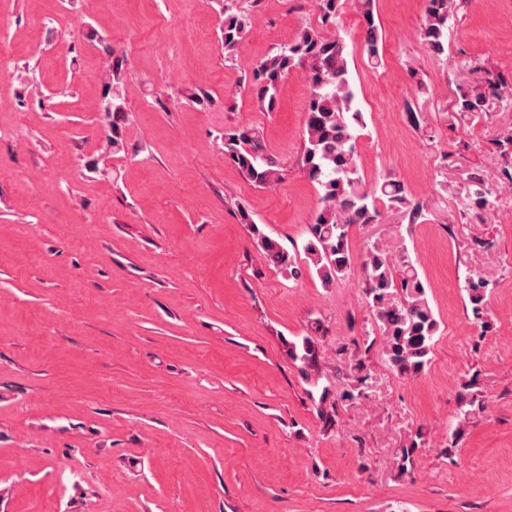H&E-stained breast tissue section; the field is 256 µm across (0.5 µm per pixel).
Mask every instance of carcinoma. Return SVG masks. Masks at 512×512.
Wrapping results in <instances>:
<instances>
[{"mask_svg":"<svg viewBox=\"0 0 512 512\" xmlns=\"http://www.w3.org/2000/svg\"><path fill=\"white\" fill-rule=\"evenodd\" d=\"M236 0H224L222 39L224 53L234 54L243 41L250 16L234 8ZM323 28H302L291 40L255 65L254 91L265 111L271 112L278 102V86L292 69H307L311 89L305 121L303 168L316 182L321 195L310 237L303 244L304 262L314 270L321 282L329 286L348 276L354 269L349 249V227L374 224L381 215L379 204L404 212L412 224L422 217V207L414 202L404 184L392 177L366 187L358 176L356 163V127L363 124L362 112L354 108L356 94L347 62L346 46L337 33L328 35L324 27L336 24L337 16L353 8L362 18L363 51L373 65L381 64L382 35L375 23L373 0H316ZM459 0H427L420 36L436 54L448 49V20L457 10ZM104 76L112 88L98 112L112 128V147L122 141L127 118L126 101L120 92L125 80L124 56L108 52ZM512 101V84L501 76L488 77L458 96L456 112L479 115L489 99ZM224 155L233 160L253 182L273 186L281 180L277 162L267 153L260 130L238 127L224 132ZM467 205L489 210L498 195V187H512V167H503L500 186L488 184L478 176L468 178ZM252 233L267 260L290 279L300 276L298 254H291L276 240L268 237L255 224ZM361 267L366 275L368 304L373 319L385 340V354L392 369L403 378L421 375L430 361L434 337L439 324L426 298V286L414 264L405 257L398 262L389 258L377 244L367 247ZM488 278L466 281L471 311L475 318L484 316ZM287 355L302 363L304 373L317 367L316 337L304 336L301 342H290ZM463 418L482 408L477 396L464 386L459 395Z\"/></svg>","mask_w":512,"mask_h":512,"instance_id":"obj_1","label":"carcinoma"}]
</instances>
